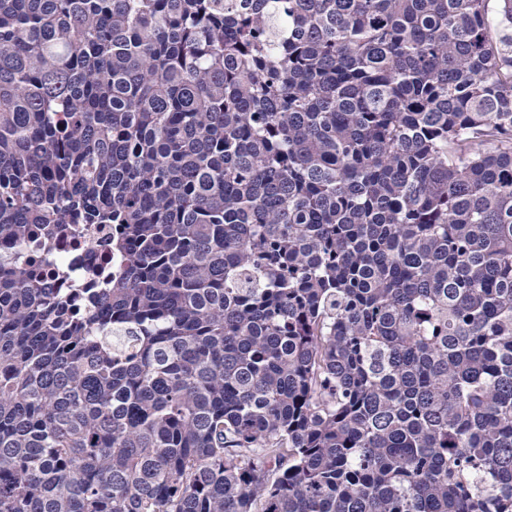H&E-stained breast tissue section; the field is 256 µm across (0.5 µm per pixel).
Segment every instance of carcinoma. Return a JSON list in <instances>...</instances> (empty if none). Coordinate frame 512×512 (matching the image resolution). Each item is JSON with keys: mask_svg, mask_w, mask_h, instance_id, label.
Here are the masks:
<instances>
[{"mask_svg": "<svg viewBox=\"0 0 512 512\" xmlns=\"http://www.w3.org/2000/svg\"><path fill=\"white\" fill-rule=\"evenodd\" d=\"M0 512H512V0H0ZM119 264L114 256L112 259L107 250L95 248L93 255H87V247L83 238L65 239L61 241L53 254L46 262L48 276H51L57 268H68L75 279L83 280L92 275L99 268L115 267Z\"/></svg>", "mask_w": 512, "mask_h": 512, "instance_id": "carcinoma-1", "label": "carcinoma"}]
</instances>
